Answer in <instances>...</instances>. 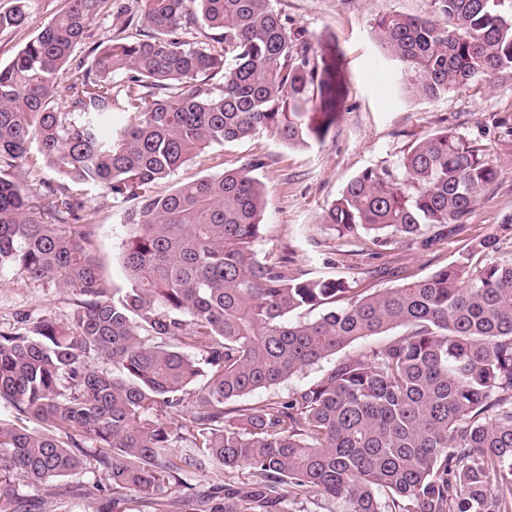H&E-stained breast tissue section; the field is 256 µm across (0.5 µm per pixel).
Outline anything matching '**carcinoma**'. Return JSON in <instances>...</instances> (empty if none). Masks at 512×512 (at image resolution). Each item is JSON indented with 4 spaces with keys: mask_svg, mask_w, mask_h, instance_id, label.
<instances>
[{
    "mask_svg": "<svg viewBox=\"0 0 512 512\" xmlns=\"http://www.w3.org/2000/svg\"><path fill=\"white\" fill-rule=\"evenodd\" d=\"M107 2L122 28L145 27L81 59ZM31 3L0 7V31L25 26ZM134 3L69 0L0 66V269L71 295L64 322L19 312L0 330V402L37 422L0 419V482L57 498L55 483L92 459L104 512L131 495L152 512L309 499L512 512V252L490 233L423 278L357 291L287 255L258 257L269 198L257 158L151 193L207 148L262 129L289 147L323 143L345 107V55L292 28L277 0ZM376 27L421 97L512 85V0H430L427 15ZM116 110L130 121L112 124ZM495 177L480 144L445 128L398 166L352 177L323 223L381 247L465 223ZM90 186L132 202L124 288L93 253ZM399 327L285 400L228 406Z\"/></svg>",
    "mask_w": 512,
    "mask_h": 512,
    "instance_id": "carcinoma-1",
    "label": "carcinoma"
}]
</instances>
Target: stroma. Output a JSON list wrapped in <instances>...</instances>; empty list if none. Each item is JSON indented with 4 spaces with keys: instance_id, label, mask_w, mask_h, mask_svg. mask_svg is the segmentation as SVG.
<instances>
[{
    "instance_id": "35a3bbf8",
    "label": "stroma",
    "mask_w": 512,
    "mask_h": 512,
    "mask_svg": "<svg viewBox=\"0 0 512 512\" xmlns=\"http://www.w3.org/2000/svg\"><path fill=\"white\" fill-rule=\"evenodd\" d=\"M66 6L67 0H33L25 27L0 31V65H7ZM277 6L295 28L314 40L336 39L345 54L347 102L335 129L309 148L286 147L267 131L212 146L158 182L156 192L261 158L257 176L267 187L269 206L259 256L290 254L313 275L341 279L357 289L385 291L426 276L457 261L472 242L496 229L503 239L512 238L505 227L512 219V86L488 83L434 100L416 96L408 88V74L376 38L377 19L425 14L429 0H278ZM442 128L479 141L499 171L468 223L449 225L437 237L398 240L376 252L368 241L345 242L323 224L325 210L349 179L367 168L396 166L414 141ZM88 198L101 272L113 287H124L126 205L99 187L90 189ZM70 308L68 294L57 288L29 285L14 270H0L1 327L22 311L63 320ZM63 489L70 512H97L100 493L93 470L64 479Z\"/></svg>"
}]
</instances>
